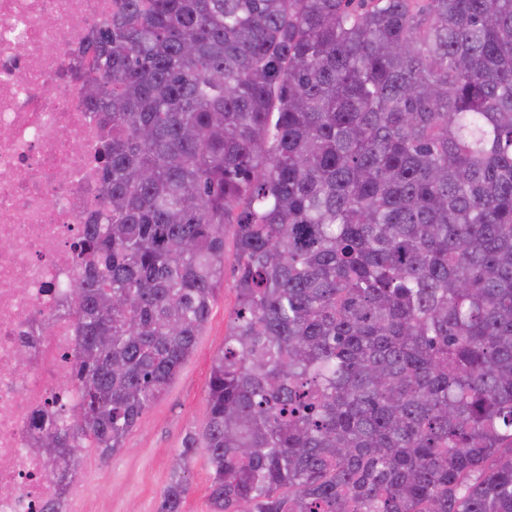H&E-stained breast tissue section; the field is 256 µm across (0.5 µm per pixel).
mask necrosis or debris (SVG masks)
Listing matches in <instances>:
<instances>
[{"label":"necrosis or debris","instance_id":"necrosis-or-debris-1","mask_svg":"<svg viewBox=\"0 0 512 512\" xmlns=\"http://www.w3.org/2000/svg\"><path fill=\"white\" fill-rule=\"evenodd\" d=\"M113 0H0V512H43L71 484L47 481L33 415L68 405L79 343L67 316L73 245L99 204L97 132L75 49Z\"/></svg>","mask_w":512,"mask_h":512}]
</instances>
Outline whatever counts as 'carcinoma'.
<instances>
[{
    "mask_svg": "<svg viewBox=\"0 0 512 512\" xmlns=\"http://www.w3.org/2000/svg\"><path fill=\"white\" fill-rule=\"evenodd\" d=\"M82 45L106 205L74 245L69 462L237 309L211 512H512V0H116Z\"/></svg>",
    "mask_w": 512,
    "mask_h": 512,
    "instance_id": "obj_1",
    "label": "carcinoma"
}]
</instances>
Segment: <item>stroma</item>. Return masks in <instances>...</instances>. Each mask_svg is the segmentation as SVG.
<instances>
[{
    "label": "stroma",
    "instance_id": "35a3bbf8",
    "mask_svg": "<svg viewBox=\"0 0 512 512\" xmlns=\"http://www.w3.org/2000/svg\"><path fill=\"white\" fill-rule=\"evenodd\" d=\"M232 258L224 260V288L214 302L196 347L165 394L139 420L109 460L82 450L70 512H156L173 463L189 431L205 420L206 386L214 357L224 346L228 321L236 307ZM211 467L205 451L190 464L183 512H210Z\"/></svg>",
    "mask_w": 512,
    "mask_h": 512
}]
</instances>
